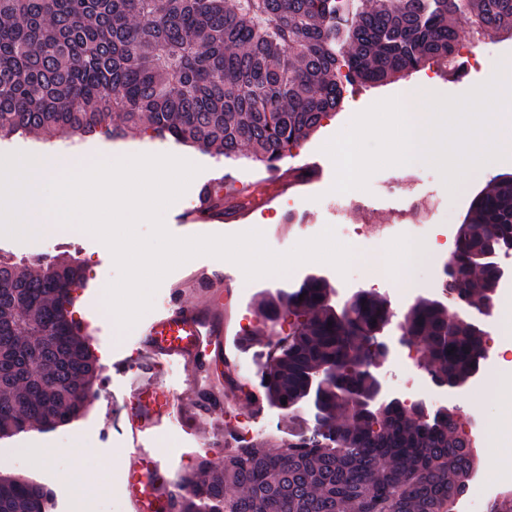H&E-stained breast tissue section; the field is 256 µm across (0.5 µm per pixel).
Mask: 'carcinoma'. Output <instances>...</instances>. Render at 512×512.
Segmentation results:
<instances>
[{"label": "carcinoma", "instance_id": "obj_1", "mask_svg": "<svg viewBox=\"0 0 512 512\" xmlns=\"http://www.w3.org/2000/svg\"><path fill=\"white\" fill-rule=\"evenodd\" d=\"M512 35V0H0V138L63 131L170 136L275 169L342 108L344 84L381 85L452 62L457 30ZM120 112L124 126L112 125ZM512 250V176L472 200L457 230L467 260L456 291L480 308ZM74 262L24 272L0 259V434L65 425L83 411L97 360L69 319ZM318 277L258 305L293 331L265 372L262 396L314 424L274 450L242 442L182 476L178 512H455L477 468L456 408L432 421L375 402L371 372L388 302L360 291L340 309ZM441 384H466L485 353L482 329L437 301L403 316ZM287 404H282L281 399ZM49 490L0 476V512H47Z\"/></svg>", "mask_w": 512, "mask_h": 512}]
</instances>
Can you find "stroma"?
<instances>
[{
  "instance_id": "1",
  "label": "stroma",
  "mask_w": 512,
  "mask_h": 512,
  "mask_svg": "<svg viewBox=\"0 0 512 512\" xmlns=\"http://www.w3.org/2000/svg\"><path fill=\"white\" fill-rule=\"evenodd\" d=\"M459 41L464 49L474 52L478 58L507 60L512 62V37L477 36L467 25L459 28ZM486 79L485 71L476 68L470 71H449L442 64H430L409 77H396L377 87L350 86L340 111L332 112L323 120L321 127L282 162L283 167H298L316 161L321 165L320 173L304 185L289 189L286 197L277 198L256 211L244 224L216 226L215 234L236 235L247 230L263 233L267 246L274 252L291 250L300 240L294 228L280 220L281 209L286 199L300 203L303 219L308 224L322 226L335 223L336 213L328 206L334 193L335 167L324 153L325 143L346 128L353 117L374 103L391 98H406L414 86L427 84L430 92L459 96L467 93ZM62 150L64 155H75L84 161H113L139 154L179 156L190 155L200 168L186 192L169 206L164 213V224L170 234L180 238L198 236L199 231L191 225L179 224L177 218L184 210L198 203L201 186L216 178L222 171L234 173L235 182L225 184V202L238 200L249 193L258 183L269 176L263 166L240 158L227 159L218 152L203 153L196 148L162 139L152 134L128 135L112 140L98 135L80 142H72L66 133L58 132L50 138L36 133L18 134L0 139V154L24 152L38 154L46 148ZM512 175V159L499 160L480 168L471 176L466 186L456 195H449L440 174L427 165L412 167L391 166L374 173L365 190L359 191L358 206L352 208L346 223L381 231L392 225L411 223L406 197L412 196L426 208L427 215L435 217L437 223L459 226L474 196L494 177ZM403 182L400 196L381 192L380 187L392 177ZM77 262L82 277L71 288L73 304L71 318L87 335L98 358L97 378L87 395V408L82 416L70 424L45 430L32 427L23 432L0 437V474H24L36 482L46 485L52 492L50 512H125L123 473L129 460L123 450L121 433L124 413L123 401L133 380L132 374L116 372L117 364H129L139 350L141 326L121 330L112 315L97 319L90 315L106 286L118 276L109 248L90 234L72 239L69 230L27 241H16L0 237V256L11 257L24 265L32 264L36 256ZM241 276V268L232 261L209 255L190 259L169 272L161 281L152 300L153 312H160L166 305L169 290L175 283L186 281L188 301L203 305L208 301L205 286L189 283V276L198 269ZM315 275L335 281L336 275L326 263L307 262L294 269L289 278L278 275L265 276L234 286L231 294L224 297V309L228 313L227 351L232 357L238 374V387L250 385L252 380L262 378L273 354L275 342L287 338L293 328L292 318H285L272 327H265L257 316L256 300L260 294H274L298 287L308 276ZM264 330L267 342L245 345L246 333ZM256 428V440L279 446L295 438L311 427L313 417L308 405H301L289 412L264 402L257 408L242 406L241 409L223 408L213 410L211 415L200 416L192 424L174 421L144 439V447L154 449L156 454L168 461L174 473L183 474L191 470L201 457L221 462V444L235 446L242 440L247 425ZM53 450L51 462L43 467L32 466L31 461L46 450ZM100 475L102 488L94 493H81L71 483L74 468Z\"/></svg>"
}]
</instances>
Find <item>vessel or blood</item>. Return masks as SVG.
Returning <instances> with one entry per match:
<instances>
[{
  "instance_id": "b4317fda",
  "label": "vessel or blood",
  "mask_w": 512,
  "mask_h": 512,
  "mask_svg": "<svg viewBox=\"0 0 512 512\" xmlns=\"http://www.w3.org/2000/svg\"><path fill=\"white\" fill-rule=\"evenodd\" d=\"M250 214V205L243 202L219 214L203 199L195 208L183 212L178 221L197 225L240 224ZM191 279L193 283L208 285V303H190L184 288H173L165 310L141 332L139 378L132 383L125 402L124 427L132 443L127 450L131 460L125 486L127 512H175L182 496L180 483L167 463L152 449L138 443L146 431L185 415L183 399L158 384L159 364L170 359L184 364L192 375L200 412L224 403V374L217 364L224 357L228 327L224 291L231 288L234 279L225 274L216 277L204 269L194 272Z\"/></svg>"
}]
</instances>
